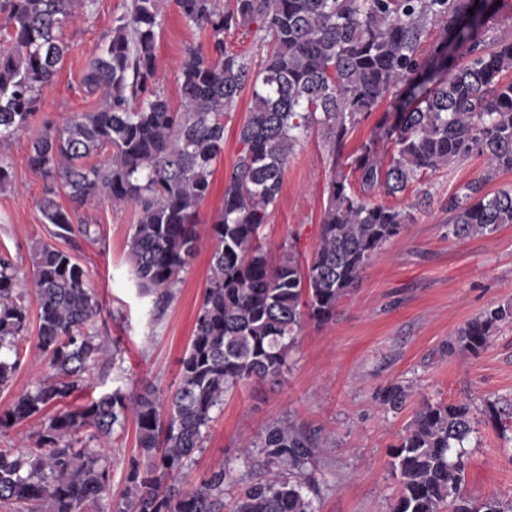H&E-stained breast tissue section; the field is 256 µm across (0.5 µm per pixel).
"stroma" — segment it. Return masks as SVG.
Wrapping results in <instances>:
<instances>
[{"label":"stroma","mask_w":512,"mask_h":512,"mask_svg":"<svg viewBox=\"0 0 512 512\" xmlns=\"http://www.w3.org/2000/svg\"><path fill=\"white\" fill-rule=\"evenodd\" d=\"M128 0H96L90 14L66 30L71 50L43 93L41 110L29 129L0 144L13 166L14 185L0 191V255L13 262L26 293L30 314L39 311L33 288L32 248L54 243L80 263L101 304L95 328L108 355L92 370L88 385L59 402L73 409L119 389L132 394L146 386L168 390L178 379L179 361L193 333L202 292L210 272L212 245L201 237L198 252L161 318L153 316V298L135 285L126 242L135 219L133 206L103 202L82 214L88 232L53 236L39 202L44 183L28 166L31 142L44 120L90 111L96 104L80 86L87 62L111 37L115 18ZM162 29L157 41V76L171 102L180 97L177 70L184 49L205 41L189 25L174 0H159ZM251 107L242 94L224 134V153L214 166L209 195L199 220L208 226L219 215L224 179L238 155V130ZM485 172V161L472 157L421 176L396 195L377 192L376 202L402 209L417 204L413 224L386 243L366 266L331 321L306 322L296 351L282 376L234 390L215 409L203 448L188 471L190 485L227 467L224 488L232 500L248 483L277 477L260 455L244 458L241 442L278 420L303 426L328 448L315 459L318 485L312 498L317 512H389L398 486L389 471V449L397 444L423 400L473 404L476 431L466 446V482L462 494L474 502L498 497L512 502V323L501 325L479 354L452 353L448 343L484 311L512 303V224L491 235L457 240L448 234V197ZM330 165L318 132L301 141L288 162L277 206L264 229L263 247L271 256L281 248L301 263L312 259L319 242ZM20 367L11 386L0 392V412L18 395L50 376L48 360L36 336L19 343ZM412 388L402 409L379 404L377 394L393 383ZM105 453L111 486L98 505L111 503L126 487L128 464L137 455L136 426L115 429Z\"/></svg>","instance_id":"35a3bbf8"}]
</instances>
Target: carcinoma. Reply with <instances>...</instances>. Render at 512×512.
I'll use <instances>...</instances> for the list:
<instances>
[{"label": "carcinoma", "instance_id": "obj_1", "mask_svg": "<svg viewBox=\"0 0 512 512\" xmlns=\"http://www.w3.org/2000/svg\"><path fill=\"white\" fill-rule=\"evenodd\" d=\"M96 0H0V142L24 132L43 93L70 52L65 27L76 9ZM497 0H175L186 22L208 34L189 45L178 69L180 104L157 78L161 28L157 0H130L112 37L84 68L81 86L96 107L47 121L31 142L28 165L44 182L39 210L61 238L91 203L131 205L136 220L127 257L141 292L154 296L159 317L195 258L198 210L209 195L213 165L224 153L226 120L245 90L252 107L239 129L240 153L224 180V205L209 226L207 277L178 381L169 391L127 396L116 389L87 405L46 417L34 445L0 449V507L9 512H97L110 486L102 448L115 426L136 424L138 455L111 512H224L220 469L189 490L176 483L202 450L215 409L234 388L278 378L305 321L326 323L356 286L368 261L406 225L414 209L374 202L373 193L403 192L424 173L484 158L485 174L448 198V234H492L512 224V191H485L512 170V40L489 36ZM473 13H468V10ZM442 28L427 55L419 47L429 25ZM263 34L269 51L257 69L224 44V33ZM404 98L384 116L360 153L344 156L352 131L391 94ZM316 129L332 168L318 248L307 265L285 250L271 258L263 227L277 205L290 156ZM388 141V161L377 144ZM104 154V159L88 158ZM356 174L354 187L350 174ZM66 189L69 207L55 200ZM39 299L37 337L53 375L19 395L0 414V431L22 425L86 382L104 354L91 330L101 308L73 257L46 242L33 249ZM512 305L480 314L448 342V352L483 350ZM30 313L17 272L0 258V391L18 367V343ZM409 387L395 383L380 403L402 406ZM476 421L466 401H424L390 467L399 493L390 512H509L496 497L478 506L463 495L464 443ZM260 449L286 472L256 482L232 512H316L305 490L321 442L291 421L270 423L241 445Z\"/></svg>", "mask_w": 512, "mask_h": 512}]
</instances>
